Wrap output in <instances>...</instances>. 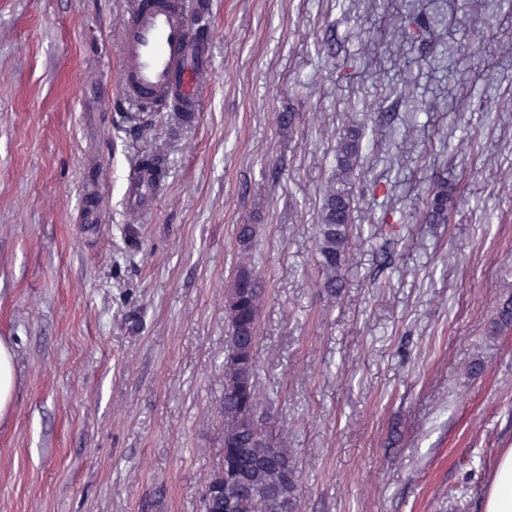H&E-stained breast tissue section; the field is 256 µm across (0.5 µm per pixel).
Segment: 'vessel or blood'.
I'll return each mask as SVG.
<instances>
[{"label":"vessel or blood","instance_id":"1","mask_svg":"<svg viewBox=\"0 0 512 512\" xmlns=\"http://www.w3.org/2000/svg\"><path fill=\"white\" fill-rule=\"evenodd\" d=\"M202 46L184 0H137L120 39L126 100L147 108L175 100L183 110L197 111L211 69ZM159 184L156 169L142 165L128 187L131 206H148Z\"/></svg>","mask_w":512,"mask_h":512}]
</instances>
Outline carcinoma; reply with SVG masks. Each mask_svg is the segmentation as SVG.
Masks as SVG:
<instances>
[{"label":"carcinoma","mask_w":512,"mask_h":512,"mask_svg":"<svg viewBox=\"0 0 512 512\" xmlns=\"http://www.w3.org/2000/svg\"><path fill=\"white\" fill-rule=\"evenodd\" d=\"M430 19L418 15L411 23H396L386 42L396 54L411 36L413 26L423 29ZM370 118L353 112L336 131L334 165L322 190L316 212V287L326 302L334 304L346 287L352 248L356 188L373 143L366 138ZM455 205L448 181L427 188L422 221L446 224ZM257 225H236L238 262L224 296V392L214 407L224 418L221 444L227 454L217 458L202 494L203 512H297L298 465L294 453L282 447L261 416L263 397L257 386L254 350L258 322L268 298L265 280L252 261ZM492 333L512 328V298L499 303Z\"/></svg>","instance_id":"obj_1"}]
</instances>
